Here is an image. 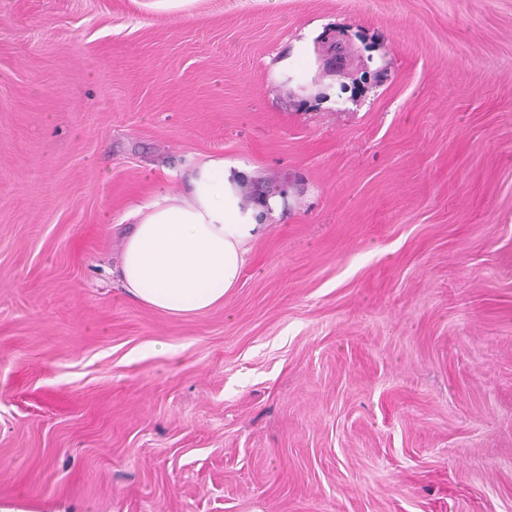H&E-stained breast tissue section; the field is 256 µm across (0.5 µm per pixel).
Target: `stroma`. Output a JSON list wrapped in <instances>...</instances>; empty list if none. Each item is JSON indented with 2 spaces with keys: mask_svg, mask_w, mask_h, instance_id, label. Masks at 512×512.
<instances>
[{
  "mask_svg": "<svg viewBox=\"0 0 512 512\" xmlns=\"http://www.w3.org/2000/svg\"><path fill=\"white\" fill-rule=\"evenodd\" d=\"M220 155L283 213L174 319L124 216ZM0 500L512 512V0H0Z\"/></svg>",
  "mask_w": 512,
  "mask_h": 512,
  "instance_id": "35a3bbf8",
  "label": "stroma"
}]
</instances>
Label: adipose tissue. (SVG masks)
<instances>
[{
  "label": "adipose tissue",
  "instance_id": "adipose-tissue-1",
  "mask_svg": "<svg viewBox=\"0 0 512 512\" xmlns=\"http://www.w3.org/2000/svg\"><path fill=\"white\" fill-rule=\"evenodd\" d=\"M253 177L243 161L212 157L190 169L183 194L131 207L116 268L130 297L175 319L223 304L282 212L279 195L252 197Z\"/></svg>",
  "mask_w": 512,
  "mask_h": 512
}]
</instances>
